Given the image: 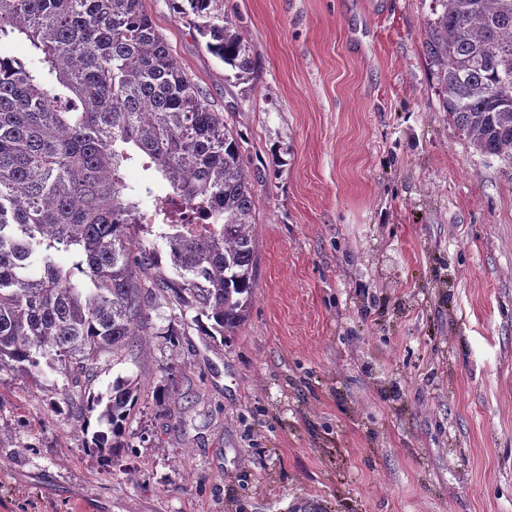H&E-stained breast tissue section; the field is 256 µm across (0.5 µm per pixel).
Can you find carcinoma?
<instances>
[{
	"label": "carcinoma",
	"mask_w": 512,
	"mask_h": 512,
	"mask_svg": "<svg viewBox=\"0 0 512 512\" xmlns=\"http://www.w3.org/2000/svg\"><path fill=\"white\" fill-rule=\"evenodd\" d=\"M206 50L254 61L212 0H184ZM424 41L442 107L483 156L512 168V0H435ZM139 164L153 181L133 184ZM203 213L190 224L181 210ZM162 224L168 262L133 233ZM253 183L244 147L173 55L143 0H0V370L60 363L89 377L132 344L157 296L208 336L234 334L256 288ZM75 252L77 270L56 261ZM138 384L90 395L88 449L129 447Z\"/></svg>",
	"instance_id": "1"
}]
</instances>
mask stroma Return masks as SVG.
<instances>
[{
    "label": "stroma",
    "mask_w": 512,
    "mask_h": 512,
    "mask_svg": "<svg viewBox=\"0 0 512 512\" xmlns=\"http://www.w3.org/2000/svg\"><path fill=\"white\" fill-rule=\"evenodd\" d=\"M144 5L248 150L255 292L222 342L160 299L92 381L0 370V512H512V168L442 108L433 0H215L240 80ZM120 376L103 459L81 395ZM138 396V384L130 377H117L105 397L102 394H91L86 400V418L88 420L93 412L99 409L97 422L102 428L93 431L88 449L96 452L100 457L108 458L125 448H130L126 441V424L134 408Z\"/></svg>",
    "instance_id": "obj_1"
}]
</instances>
